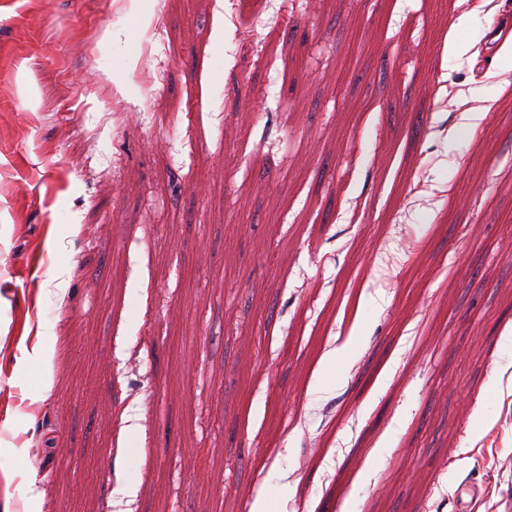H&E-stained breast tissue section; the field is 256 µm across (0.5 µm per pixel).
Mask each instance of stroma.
<instances>
[{"instance_id": "35a3bbf8", "label": "stroma", "mask_w": 512, "mask_h": 512, "mask_svg": "<svg viewBox=\"0 0 512 512\" xmlns=\"http://www.w3.org/2000/svg\"><path fill=\"white\" fill-rule=\"evenodd\" d=\"M512 0H0V512H512Z\"/></svg>"}]
</instances>
